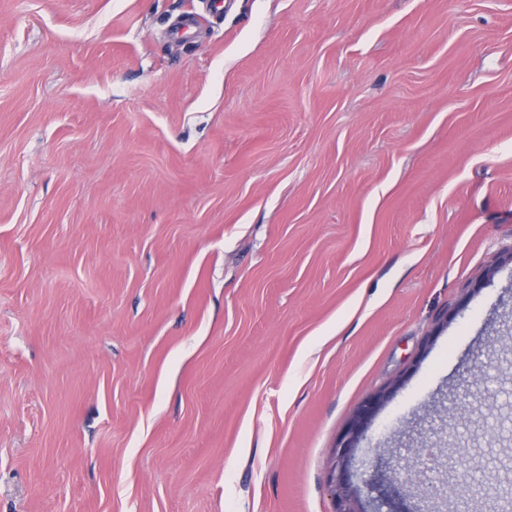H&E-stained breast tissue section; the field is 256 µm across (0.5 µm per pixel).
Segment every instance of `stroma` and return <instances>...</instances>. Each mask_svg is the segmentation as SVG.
<instances>
[{"mask_svg":"<svg viewBox=\"0 0 512 512\" xmlns=\"http://www.w3.org/2000/svg\"><path fill=\"white\" fill-rule=\"evenodd\" d=\"M209 3L0 0V512L512 461V0ZM381 404V397L366 400L356 411L349 428L337 439L330 467L334 512H353L349 506L348 469L352 464L355 448H358L360 442L366 437Z\"/></svg>","mask_w":512,"mask_h":512,"instance_id":"1","label":"stroma"}]
</instances>
